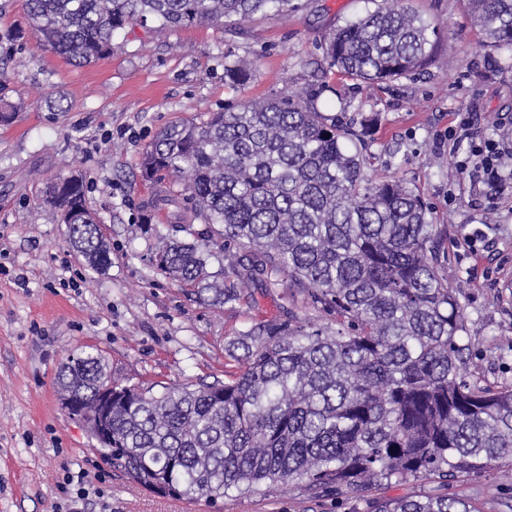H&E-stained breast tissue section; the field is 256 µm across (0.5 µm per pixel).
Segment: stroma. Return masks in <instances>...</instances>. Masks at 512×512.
I'll use <instances>...</instances> for the list:
<instances>
[{
  "mask_svg": "<svg viewBox=\"0 0 512 512\" xmlns=\"http://www.w3.org/2000/svg\"><path fill=\"white\" fill-rule=\"evenodd\" d=\"M295 2L286 17L127 30L110 55L78 67L27 31L26 0H0V99L19 106L0 123V512H66L60 483L81 470L102 481L79 512H367L372 498L429 489L419 480L313 499L296 481L214 504L164 497L114 472L62 410L58 367L86 345L132 384L210 382L224 376L229 341L254 324L297 318L335 326V315L284 281L215 310L157 268L158 241L174 216L157 209L144 221L153 188L141 177V156L165 126L203 119L232 99L313 94L326 115L374 120L368 174L399 177L432 208L448 234L441 262L465 309L473 364L489 381H512V198L460 172L469 139L438 140L460 112L473 131L512 135V52L482 45L463 0H409L441 30L429 62L388 83L351 81L330 68L324 38L371 0ZM228 52L255 64L238 91L224 84ZM50 98L62 111L48 108ZM78 173L110 248L102 271L68 246V225L43 202L48 181ZM475 229L483 240L472 255L458 242ZM493 336L510 347L489 352ZM448 491L478 500L483 512H512L506 468L456 478Z\"/></svg>",
  "mask_w": 512,
  "mask_h": 512,
  "instance_id": "stroma-1",
  "label": "stroma"
}]
</instances>
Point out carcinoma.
Segmentation results:
<instances>
[{"mask_svg": "<svg viewBox=\"0 0 512 512\" xmlns=\"http://www.w3.org/2000/svg\"><path fill=\"white\" fill-rule=\"evenodd\" d=\"M464 2L483 46L512 51V0ZM373 3L324 39L338 75L384 82L424 66L437 25L404 0ZM294 9L292 0H27V22L42 47L85 66L134 26L219 27ZM251 77L245 61L224 63L227 87ZM357 125L328 117L310 95L247 99L165 127L143 153L142 177L160 185L152 205L182 199L205 225L160 238L162 274L211 308L283 276L336 313V329L254 325L228 343L232 365L211 383L127 385L97 348L68 356L57 372L61 406L89 433L112 434L98 451L114 471L151 493L212 503L295 480L321 498L423 478L432 493L376 497L369 512H480L446 493L448 481L512 467V383L470 371L434 213L400 178L365 175L358 144L368 124ZM44 202L70 225L69 247L107 268L83 175L56 177ZM228 244L244 254L227 286L213 261ZM105 382L112 405L102 417Z\"/></svg>", "mask_w": 512, "mask_h": 512, "instance_id": "obj_1", "label": "carcinoma"}]
</instances>
